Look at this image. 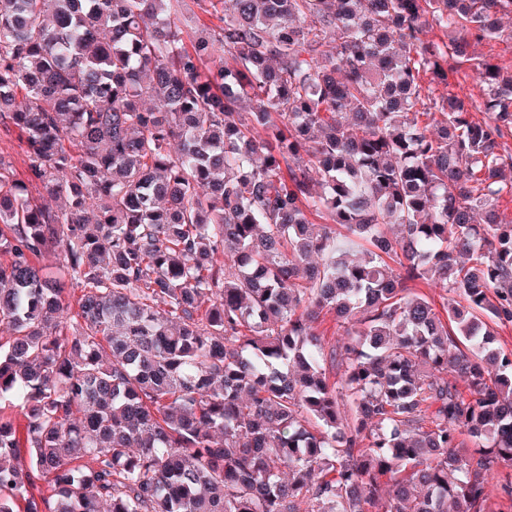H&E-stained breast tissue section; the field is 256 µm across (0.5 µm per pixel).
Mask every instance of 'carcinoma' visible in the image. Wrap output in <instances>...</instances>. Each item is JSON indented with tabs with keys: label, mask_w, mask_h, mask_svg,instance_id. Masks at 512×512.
Returning a JSON list of instances; mask_svg holds the SVG:
<instances>
[{
	"label": "carcinoma",
	"mask_w": 512,
	"mask_h": 512,
	"mask_svg": "<svg viewBox=\"0 0 512 512\" xmlns=\"http://www.w3.org/2000/svg\"><path fill=\"white\" fill-rule=\"evenodd\" d=\"M179 2L0 0V512H494L512 0ZM186 4L183 6V12L187 21L183 26L184 38L187 43H189V38L197 37L204 27L203 23L208 27H213L214 25L220 24L216 18H211L206 15L200 13V11L194 6L193 0H184ZM195 12V15L193 14ZM197 16L200 20L197 19ZM475 54L490 62L502 66L512 65V40L500 39L483 42L473 47ZM0 156L13 166L16 178L25 182L31 191V194L39 202L56 208L60 202L48 197L42 192V189L29 167V161L26 157L25 146L22 143L18 130L14 127H5L0 123ZM40 192V194H39Z\"/></svg>",
	"instance_id": "carcinoma-1"
}]
</instances>
